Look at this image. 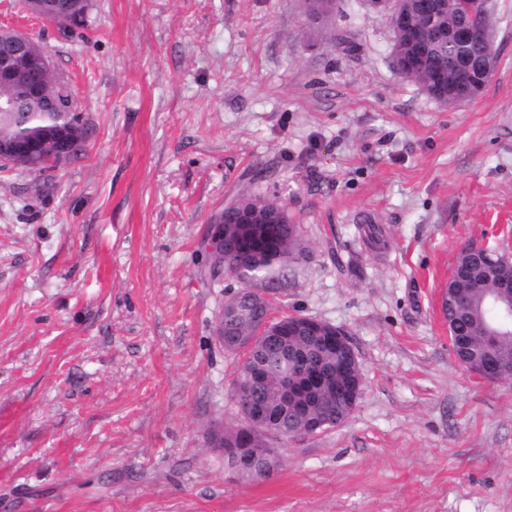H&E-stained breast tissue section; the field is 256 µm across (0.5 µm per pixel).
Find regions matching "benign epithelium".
I'll return each instance as SVG.
<instances>
[{
	"instance_id": "benign-epithelium-1",
	"label": "benign epithelium",
	"mask_w": 512,
	"mask_h": 512,
	"mask_svg": "<svg viewBox=\"0 0 512 512\" xmlns=\"http://www.w3.org/2000/svg\"><path fill=\"white\" fill-rule=\"evenodd\" d=\"M377 10L388 14L392 31V46L395 48V61L399 75L407 77L426 65L423 56L424 45L431 39L448 38L452 46V58L448 60V73H437L429 88L428 95L439 101L463 103L472 100L485 88L491 73L480 69L469 53L471 44L482 41L493 48L494 39L488 26L476 19V10L487 7L485 0H460L457 20L446 25L440 18L443 15V0H368ZM335 0H307L310 17L319 18L330 14ZM3 41L26 53V68L19 69L10 56L0 58V86H10L18 99H34L44 95L47 75L52 71L46 51L37 46L29 36L17 31H0ZM75 145L74 132L65 127L55 128L39 138L0 137V165H13L20 160H29L36 153L49 152L59 162L67 159ZM232 221L224 223V233L209 239V251L224 253V246L235 241L241 228L251 225L280 224L281 209L270 207L257 198L241 196L227 207ZM471 288L482 292L483 297L492 303L512 312V278L504 276L498 270L487 274L471 284ZM260 295L264 301V313L252 315L247 306L254 295ZM226 314L242 318L247 317L253 324V335L237 336L224 340V345L238 352L251 351L258 339L277 342L284 336H293L302 329L321 337L324 347L336 352V373L341 382L336 384V403L341 414L336 424H341L354 410L362 394V373L354 347L345 333L336 326L314 316L303 314L275 315L273 300L267 290L257 291L243 288L239 294L224 303ZM497 332L487 330L477 336L486 349L485 361L472 368L467 362L465 352L472 337L456 338L449 333L450 343L457 349V361L472 368L482 378L489 381L512 378V369L493 352ZM283 374L278 384V397L282 407L293 406L301 380L308 376L305 371L288 373V361L280 360ZM262 428L269 435L287 438L279 430V421L266 414L263 406L244 404L242 424L239 426L236 440L238 447L225 449L226 456L232 461L233 471L244 476L249 472L253 461L254 449L250 441L255 430Z\"/></svg>"
}]
</instances>
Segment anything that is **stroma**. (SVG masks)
Masks as SVG:
<instances>
[{
	"mask_svg": "<svg viewBox=\"0 0 512 512\" xmlns=\"http://www.w3.org/2000/svg\"><path fill=\"white\" fill-rule=\"evenodd\" d=\"M92 3L66 31L0 0L88 126L76 158L0 169V512H512V379L456 361L439 305L461 246L512 255V0L490 82L447 106L368 0ZM244 193L306 247L275 314L344 329L363 376L342 425L271 438L265 481L209 444L242 361L209 221Z\"/></svg>",
	"mask_w": 512,
	"mask_h": 512,
	"instance_id": "35a3bbf8",
	"label": "stroma"
}]
</instances>
